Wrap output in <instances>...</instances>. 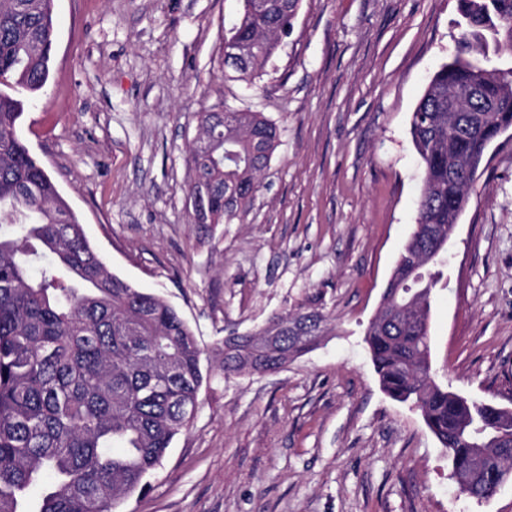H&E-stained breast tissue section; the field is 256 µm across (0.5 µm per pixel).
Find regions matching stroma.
<instances>
[{
    "mask_svg": "<svg viewBox=\"0 0 512 512\" xmlns=\"http://www.w3.org/2000/svg\"><path fill=\"white\" fill-rule=\"evenodd\" d=\"M458 0H299L262 78L224 73L236 0H54L48 83L21 133L112 273L163 296L203 351L190 428L121 512H512V479L460 494L416 408L363 341L417 219L410 120L456 52ZM262 113L279 143L250 209L195 224L196 115ZM432 305V363L512 408V129L486 151ZM316 309L288 367L224 372V339Z\"/></svg>",
    "mask_w": 512,
    "mask_h": 512,
    "instance_id": "stroma-1",
    "label": "stroma"
}]
</instances>
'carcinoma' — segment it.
I'll return each instance as SVG.
<instances>
[{
	"label": "carcinoma",
	"instance_id": "carcinoma-1",
	"mask_svg": "<svg viewBox=\"0 0 512 512\" xmlns=\"http://www.w3.org/2000/svg\"><path fill=\"white\" fill-rule=\"evenodd\" d=\"M53 0H0V512H116L146 487L174 437L189 427L203 376L202 350L178 311L158 295L112 274L83 224L19 134L24 102L46 86L55 41ZM224 31V66L253 82L288 35L289 0L259 13L238 0ZM461 20L453 59L436 71L412 113L410 134L423 169L417 224L443 237L458 223L488 146L512 128V71L484 57L512 58V0H458ZM455 88L478 90L450 111ZM189 151L192 178L212 184V224H230L251 205L277 147L278 128L259 112H201ZM409 238L376 316L364 332L382 389L410 402L464 478L460 494L481 499L512 470V427L481 407L466 408L439 385L430 367V315L438 277L412 264ZM52 262L40 277L32 266ZM304 318L307 335L284 325ZM272 349L263 329L224 339V371L284 367L324 335L326 318L296 311L272 318Z\"/></svg>",
	"mask_w": 512,
	"mask_h": 512
}]
</instances>
